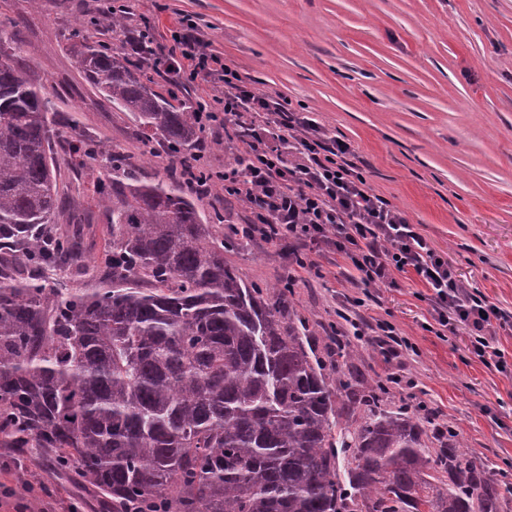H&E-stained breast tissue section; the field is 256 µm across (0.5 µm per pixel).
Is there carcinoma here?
<instances>
[{"label": "carcinoma", "instance_id": "cac0c4a2", "mask_svg": "<svg viewBox=\"0 0 512 512\" xmlns=\"http://www.w3.org/2000/svg\"><path fill=\"white\" fill-rule=\"evenodd\" d=\"M115 5L72 29L88 83L147 140L193 156L199 101L172 102L122 47ZM0 22V447L74 470L106 512H507L487 466L387 407L357 367L359 345L329 337L224 258V231L185 179L148 184L115 149L65 136ZM81 164L111 155L94 184L110 203L112 248L88 258L62 206L55 144ZM439 444L434 452L429 442Z\"/></svg>", "mask_w": 512, "mask_h": 512}]
</instances>
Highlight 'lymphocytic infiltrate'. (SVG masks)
<instances>
[{
  "instance_id": "f902f5d3",
  "label": "lymphocytic infiltrate",
  "mask_w": 512,
  "mask_h": 512,
  "mask_svg": "<svg viewBox=\"0 0 512 512\" xmlns=\"http://www.w3.org/2000/svg\"><path fill=\"white\" fill-rule=\"evenodd\" d=\"M195 28L185 16L169 29L168 58L180 83L217 76L224 84L221 94L204 102L200 118L205 126H221L228 140L242 146L244 164L225 168L218 180L225 200L249 213L243 235L289 245L290 283L300 271L316 269L314 254L330 251L342 255L366 285L415 275L428 290L436 335L466 327L474 358L506 372L498 336L512 331V315L465 287L404 212L373 191L349 143L327 137L313 119L249 89L235 68L206 51ZM269 114L279 117L274 143L261 135L260 120Z\"/></svg>"
}]
</instances>
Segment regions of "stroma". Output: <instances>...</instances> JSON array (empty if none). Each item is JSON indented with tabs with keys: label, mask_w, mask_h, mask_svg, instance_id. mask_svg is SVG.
Returning a JSON list of instances; mask_svg holds the SVG:
<instances>
[{
	"label": "stroma",
	"mask_w": 512,
	"mask_h": 512,
	"mask_svg": "<svg viewBox=\"0 0 512 512\" xmlns=\"http://www.w3.org/2000/svg\"><path fill=\"white\" fill-rule=\"evenodd\" d=\"M104 0H0V19L14 22L30 75L51 98L54 120L68 132L121 147L146 182L179 169L182 158L157 142L144 143L134 118L112 106L85 80L67 50L78 16ZM125 37L92 30V41L133 50L145 20L156 23L153 57L141 58L156 90L170 76L154 70L167 54L168 27L191 17L209 52L237 68L257 92L286 102L350 143L375 193L403 210L418 232L453 266L461 282L512 313V0H126ZM64 207L56 217L69 229L73 211L89 214L83 229L88 257L104 258L109 239L93 184L110 163L100 157L79 168L58 158ZM288 247L256 241L225 257L248 282L283 280ZM370 293L360 307L369 324L388 321L417 354L385 360L363 342L366 376L399 373L415 387L392 388V406L433 409L465 451L512 486V378L486 368L469 352L465 329L438 336L425 331L429 305L423 286L400 275L392 286H364L342 259L323 260L292 301L316 338L337 321L344 297ZM38 476L53 497L0 496V512H99L98 497L66 483L50 466L28 463L0 448V484Z\"/></svg>",
	"instance_id": "1"
}]
</instances>
